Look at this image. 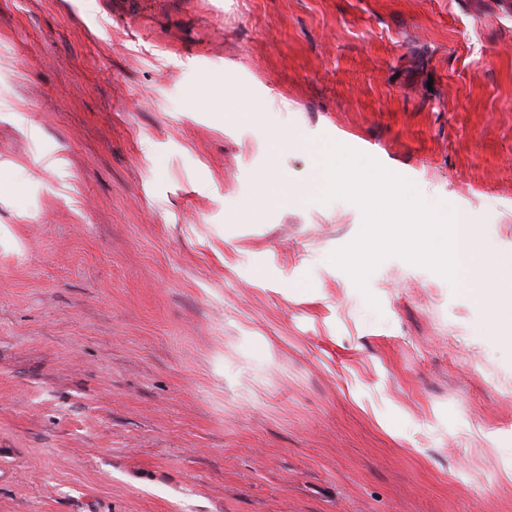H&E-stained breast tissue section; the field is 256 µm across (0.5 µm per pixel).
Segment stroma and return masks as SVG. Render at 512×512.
Returning a JSON list of instances; mask_svg holds the SVG:
<instances>
[{
	"label": "stroma",
	"mask_w": 512,
	"mask_h": 512,
	"mask_svg": "<svg viewBox=\"0 0 512 512\" xmlns=\"http://www.w3.org/2000/svg\"><path fill=\"white\" fill-rule=\"evenodd\" d=\"M326 138L512 257V0H0V512H512V344L330 263Z\"/></svg>",
	"instance_id": "1"
}]
</instances>
